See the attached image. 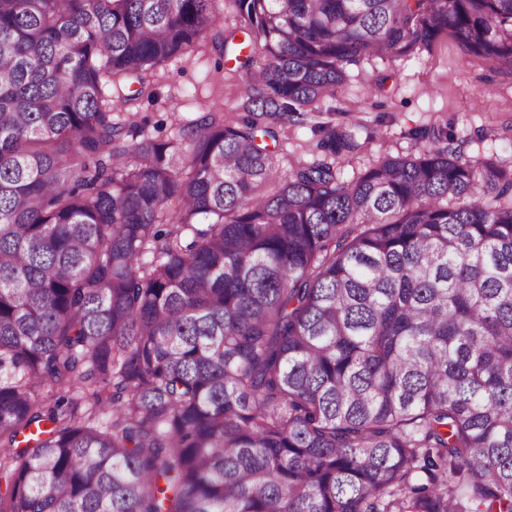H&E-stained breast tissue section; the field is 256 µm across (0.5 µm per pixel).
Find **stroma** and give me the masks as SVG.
I'll use <instances>...</instances> for the list:
<instances>
[{
	"label": "stroma",
	"instance_id": "obj_1",
	"mask_svg": "<svg viewBox=\"0 0 512 512\" xmlns=\"http://www.w3.org/2000/svg\"><path fill=\"white\" fill-rule=\"evenodd\" d=\"M350 72L351 81L321 117L330 127L350 128L357 143L345 156L341 180H352L383 157L417 153L425 143L416 130L437 125L465 138L466 155L512 163V71L465 52L452 34H440L431 50L393 62L364 59ZM247 77L207 40L196 54L155 70L156 102L116 109L113 117L168 140L201 112L235 116ZM281 132L282 171L319 159L322 134L312 125L285 123Z\"/></svg>",
	"mask_w": 512,
	"mask_h": 512
}]
</instances>
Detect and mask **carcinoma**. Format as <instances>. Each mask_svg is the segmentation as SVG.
I'll return each mask as SVG.
<instances>
[{
	"label": "carcinoma",
	"mask_w": 512,
	"mask_h": 512,
	"mask_svg": "<svg viewBox=\"0 0 512 512\" xmlns=\"http://www.w3.org/2000/svg\"><path fill=\"white\" fill-rule=\"evenodd\" d=\"M228 4L246 116L128 142ZM446 31L512 69V0H0V512H512V164L267 143ZM282 138L279 145L280 168L286 174L299 163L322 159L323 155L316 149V143L323 133L314 129L312 124L293 125L281 122Z\"/></svg>",
	"instance_id": "cac0c4a2"
}]
</instances>
